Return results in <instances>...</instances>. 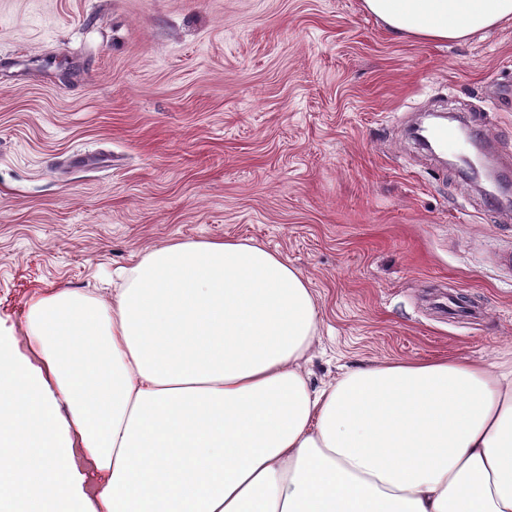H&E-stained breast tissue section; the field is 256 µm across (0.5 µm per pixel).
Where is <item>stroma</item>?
<instances>
[{
	"label": "stroma",
	"mask_w": 512,
	"mask_h": 512,
	"mask_svg": "<svg viewBox=\"0 0 512 512\" xmlns=\"http://www.w3.org/2000/svg\"><path fill=\"white\" fill-rule=\"evenodd\" d=\"M485 126L512 170V22L396 37L363 0H0V320L144 252L237 238L310 282L314 385L512 350V211L410 137ZM457 294L480 317L452 320Z\"/></svg>",
	"instance_id": "obj_1"
}]
</instances>
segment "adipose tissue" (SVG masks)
I'll list each match as a JSON object with an SVG mask.
<instances>
[{"label":"adipose tissue","instance_id":"ef3b65f1","mask_svg":"<svg viewBox=\"0 0 512 512\" xmlns=\"http://www.w3.org/2000/svg\"><path fill=\"white\" fill-rule=\"evenodd\" d=\"M363 5L439 42L512 21V0ZM317 328L302 273L233 239L147 252L107 298L33 295L35 358L0 326V512H512V358L362 365L316 388ZM72 452L78 466L81 468L82 471H84L88 475L87 492L89 494H93L98 487L100 479L98 478L95 472L90 457L87 455L84 448H82L78 439L74 440L73 442Z\"/></svg>","mask_w":512,"mask_h":512}]
</instances>
